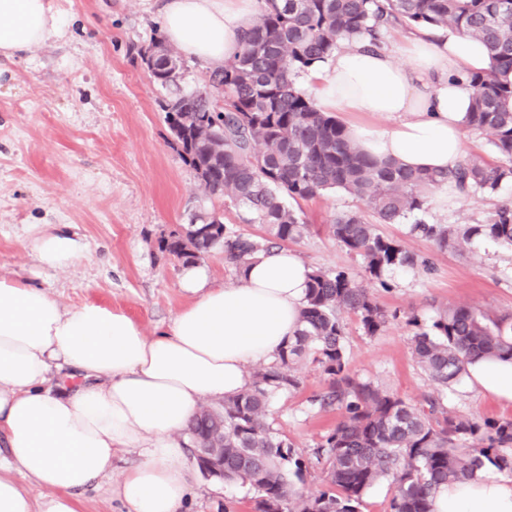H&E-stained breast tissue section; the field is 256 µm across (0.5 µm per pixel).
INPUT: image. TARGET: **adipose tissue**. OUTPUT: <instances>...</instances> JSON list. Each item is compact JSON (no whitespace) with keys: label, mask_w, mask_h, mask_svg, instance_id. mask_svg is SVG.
Instances as JSON below:
<instances>
[{"label":"adipose tissue","mask_w":512,"mask_h":512,"mask_svg":"<svg viewBox=\"0 0 512 512\" xmlns=\"http://www.w3.org/2000/svg\"><path fill=\"white\" fill-rule=\"evenodd\" d=\"M256 2L164 0V37L186 57L222 63L239 50ZM59 29L47 0H0V55L38 47ZM487 66L478 40L420 30L392 50L342 44L304 80L319 110L392 117L387 128L347 126L363 152L440 175L463 160L468 75ZM28 246L48 271L84 252L81 240L53 227ZM310 273L287 248L256 259L232 287L211 285L205 266L183 267L180 286L192 301L151 336L122 311L68 308L46 289L0 275V512H77L78 494L128 449L140 459L113 496L127 512H182L190 420L204 402L247 389L248 366L269 362L296 334ZM469 374L472 386L512 403V363L479 361ZM433 512H512V479L485 473L440 487Z\"/></svg>","instance_id":"ef3b65f1"}]
</instances>
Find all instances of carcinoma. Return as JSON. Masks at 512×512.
<instances>
[{
  "label": "carcinoma",
  "instance_id": "cac0c4a2",
  "mask_svg": "<svg viewBox=\"0 0 512 512\" xmlns=\"http://www.w3.org/2000/svg\"><path fill=\"white\" fill-rule=\"evenodd\" d=\"M428 25L480 41L488 67L470 76L474 95L467 127L489 137L498 161L470 155L443 180L469 195L492 193L512 180V84L499 74L512 70V0H260L240 50L213 69L208 87L178 93L162 104L171 146L191 168L209 197L228 195L243 208L244 224L264 234L245 233L212 216H198L158 241L162 256L183 266L213 250L236 273L273 249L309 231L287 204L341 191L372 213H340L329 235L359 256L371 280L425 261L380 233V224L409 218V233L441 249L489 239L512 246V208L503 206L487 224H428L418 218L429 206L436 176L377 161L364 154L294 76L328 58L342 40L385 45L395 27ZM148 70L163 86L176 83L178 57L158 37L141 50ZM224 91L217 109L208 88ZM358 318L366 335L386 328L389 317L369 289L343 270L314 269L301 310V327L272 364L251 373L249 387L204 406L189 424L193 447L210 449L226 481L254 490L252 512H362L368 491L393 485L390 512H432V494L442 485L475 477L489 466L512 473V420H477L448 407L449 389L482 359L512 361V314L490 316L446 307L412 338L416 364L434 391L411 404L347 366L342 313ZM313 357L328 380L310 399L336 408L341 419L314 450L327 485L316 492L296 488L307 462L265 419L269 398L298 388L294 365Z\"/></svg>",
  "mask_w": 512,
  "mask_h": 512
}]
</instances>
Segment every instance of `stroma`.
Returning a JSON list of instances; mask_svg holds the SVG:
<instances>
[{"instance_id": "obj_1", "label": "stroma", "mask_w": 512, "mask_h": 512, "mask_svg": "<svg viewBox=\"0 0 512 512\" xmlns=\"http://www.w3.org/2000/svg\"><path fill=\"white\" fill-rule=\"evenodd\" d=\"M61 33L45 44L0 58V274L49 290L63 305L96 303L125 312L146 333L169 326L188 304L179 286L181 266L162 257L158 240L197 213L238 221L228 197H207L193 171L171 148L160 104L171 90L155 82L139 55L161 31L162 0H48ZM512 206V182L491 195L476 194L429 206L435 224H484ZM360 204L341 192L301 203L309 234L291 250L312 268L343 270L363 279V264L327 232L339 213ZM59 226L86 245L71 268L37 267L28 242ZM383 235L427 262L397 269L369 288L389 314L378 335L343 314L350 371L412 402L432 387L412 356L415 323H429L447 306L512 314V248L480 240L460 250H441L409 236L406 225L384 224ZM297 389L274 394L267 420L283 438L311 455L340 419L308 399L327 386L311 359L295 366ZM448 406L477 418L512 419L505 404L461 382ZM139 459L118 454L112 475L79 496V512H125L112 497L117 476ZM184 512H251L252 489L205 477L192 469Z\"/></svg>"}]
</instances>
